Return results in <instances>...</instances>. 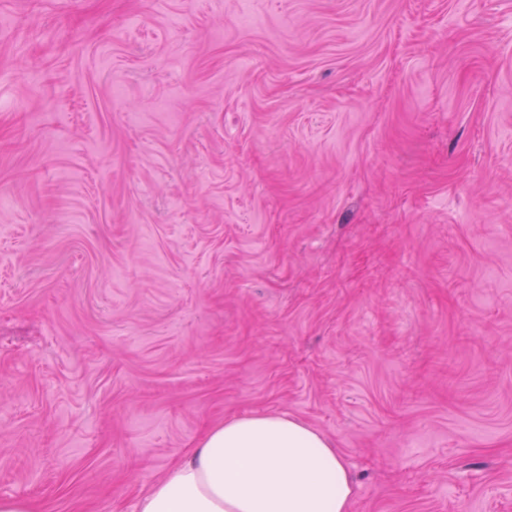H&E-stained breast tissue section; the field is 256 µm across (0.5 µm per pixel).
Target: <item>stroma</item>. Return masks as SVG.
<instances>
[{
    "label": "stroma",
    "mask_w": 512,
    "mask_h": 512,
    "mask_svg": "<svg viewBox=\"0 0 512 512\" xmlns=\"http://www.w3.org/2000/svg\"><path fill=\"white\" fill-rule=\"evenodd\" d=\"M0 197V497L266 412L512 512V0H0Z\"/></svg>",
    "instance_id": "35a3bbf8"
}]
</instances>
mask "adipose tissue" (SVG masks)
Instances as JSON below:
<instances>
[{
  "instance_id": "ef3b65f1",
  "label": "adipose tissue",
  "mask_w": 512,
  "mask_h": 512,
  "mask_svg": "<svg viewBox=\"0 0 512 512\" xmlns=\"http://www.w3.org/2000/svg\"><path fill=\"white\" fill-rule=\"evenodd\" d=\"M352 482L326 437L286 414L215 425L135 512H349Z\"/></svg>"
}]
</instances>
